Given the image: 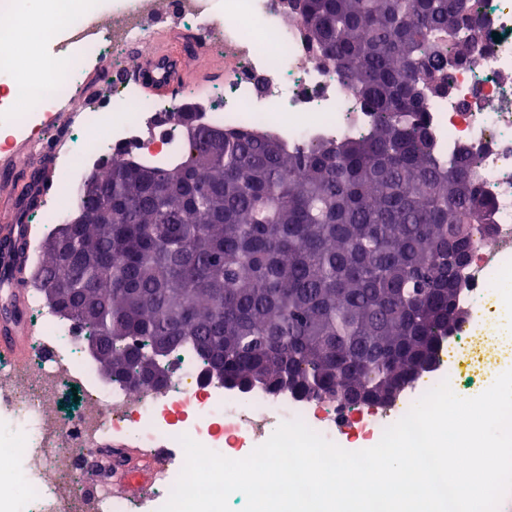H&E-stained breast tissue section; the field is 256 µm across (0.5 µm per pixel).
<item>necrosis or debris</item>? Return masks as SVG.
<instances>
[{
	"instance_id": "necrosis-or-debris-1",
	"label": "necrosis or debris",
	"mask_w": 512,
	"mask_h": 512,
	"mask_svg": "<svg viewBox=\"0 0 512 512\" xmlns=\"http://www.w3.org/2000/svg\"><path fill=\"white\" fill-rule=\"evenodd\" d=\"M54 2L74 11L61 40L77 50L79 64L65 76L45 64L52 90L34 104L7 93L26 66L0 54V123L18 133L41 114H65L77 97L98 94L103 58H111L116 73L131 67L127 50L147 38L156 16V0H126V9L104 32L81 9V0ZM477 13L481 50L470 64L450 68L448 91L431 99L425 121L443 150L478 159L480 190L493 207L489 223L472 227L474 243L458 294L468 318L441 341L433 367L387 406L341 409L327 400L272 395L260 387H225L205 375L192 347L182 346L171 356L165 387L134 391L105 379L88 348L87 329L32 289L29 307L38 328L29 361L33 374L25 378L20 366L0 364V433L11 435L18 460L16 468L0 467V512H130L126 498L111 487H74L45 477L50 470L81 473L87 449L114 444L169 449L166 477L140 503L142 512H158L185 464L181 435L241 459L282 422L299 419L336 445H347L354 433L380 438L440 382L461 397L480 388L481 363L503 346L493 328L500 283L512 278V0H479ZM175 16L229 63L224 104L200 113L201 122L265 130L291 148L369 128L370 113L338 71L309 56L299 25L286 21L271 0H224L217 16L210 0H176ZM110 87L106 105L82 110L69 124L83 141L80 149L54 147L52 165L66 186L105 173L113 154L148 157L151 143H172L166 102L144 96L131 80H114ZM71 389L80 404L66 414L57 404Z\"/></svg>"
}]
</instances>
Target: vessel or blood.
I'll return each instance as SVG.
<instances>
[{"mask_svg":"<svg viewBox=\"0 0 512 512\" xmlns=\"http://www.w3.org/2000/svg\"><path fill=\"white\" fill-rule=\"evenodd\" d=\"M183 70V63L162 36L155 41L148 59L138 63L135 74L150 92L169 96L186 84ZM30 249V228L21 224L0 226V283L7 285L14 303L13 316L0 321V355L20 363L28 360L32 350L31 329L25 316Z\"/></svg>","mask_w":512,"mask_h":512,"instance_id":"vessel-or-blood-1","label":"vessel or blood"}]
</instances>
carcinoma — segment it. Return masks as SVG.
<instances>
[{
  "mask_svg": "<svg viewBox=\"0 0 512 512\" xmlns=\"http://www.w3.org/2000/svg\"><path fill=\"white\" fill-rule=\"evenodd\" d=\"M316 58L376 120L363 136L288 151L185 112L162 158L114 157L84 224L42 237L40 273L82 323L102 371L130 388L190 344L224 385L368 405L434 363L464 311L470 225L491 202L424 113L471 60V0H298Z\"/></svg>",
  "mask_w": 512,
  "mask_h": 512,
  "instance_id": "obj_1",
  "label": "carcinoma"
}]
</instances>
